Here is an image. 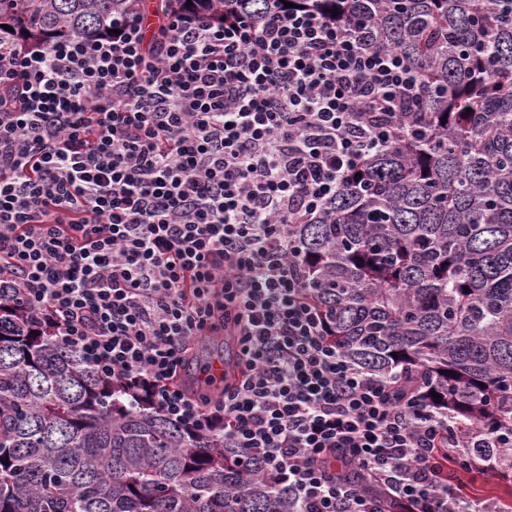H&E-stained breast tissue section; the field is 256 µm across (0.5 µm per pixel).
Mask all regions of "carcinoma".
<instances>
[{
    "instance_id": "cac0c4a2",
    "label": "carcinoma",
    "mask_w": 512,
    "mask_h": 512,
    "mask_svg": "<svg viewBox=\"0 0 512 512\" xmlns=\"http://www.w3.org/2000/svg\"><path fill=\"white\" fill-rule=\"evenodd\" d=\"M218 20L278 0H191ZM362 19L426 86L401 138L291 231L304 287L351 362L459 424L512 432V0H296ZM122 0H0V38L112 28ZM9 25L13 30L7 31ZM224 433H193L56 343L0 288V512H297Z\"/></svg>"
}]
</instances>
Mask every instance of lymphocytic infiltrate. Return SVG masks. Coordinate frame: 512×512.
<instances>
[{"label": "lymphocytic infiltrate", "instance_id": "obj_1", "mask_svg": "<svg viewBox=\"0 0 512 512\" xmlns=\"http://www.w3.org/2000/svg\"><path fill=\"white\" fill-rule=\"evenodd\" d=\"M163 2L152 25L123 0L105 37L0 42V286L133 399L223 432L298 512H381L380 490L401 512H486L460 477L512 474V434L349 361L291 233L403 134L414 69L357 18ZM203 336L235 342L216 395L184 384Z\"/></svg>", "mask_w": 512, "mask_h": 512}]
</instances>
